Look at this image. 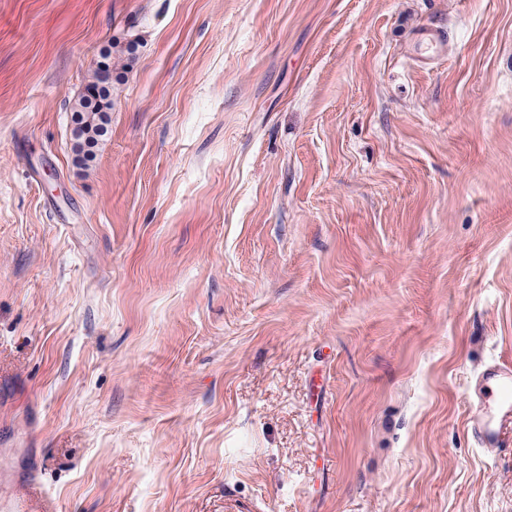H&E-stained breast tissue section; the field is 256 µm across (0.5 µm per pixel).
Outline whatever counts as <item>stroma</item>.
I'll return each mask as SVG.
<instances>
[{"label": "stroma", "instance_id": "1", "mask_svg": "<svg viewBox=\"0 0 512 512\" xmlns=\"http://www.w3.org/2000/svg\"><path fill=\"white\" fill-rule=\"evenodd\" d=\"M495 361L512 0H0V497L512 512ZM105 64L106 69L97 67L93 72L86 94L81 98L79 108L74 111L78 116L75 129L78 140L75 152L78 158L89 154L104 131L106 109L110 108L112 101V63ZM470 427L481 448L512 447V365L486 366L469 392Z\"/></svg>", "mask_w": 512, "mask_h": 512}]
</instances>
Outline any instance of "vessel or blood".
Returning <instances> with one entry per match:
<instances>
[{
	"label": "vessel or blood",
	"mask_w": 512,
	"mask_h": 512,
	"mask_svg": "<svg viewBox=\"0 0 512 512\" xmlns=\"http://www.w3.org/2000/svg\"><path fill=\"white\" fill-rule=\"evenodd\" d=\"M471 432L480 447H512V365L486 366L469 392Z\"/></svg>",
	"instance_id": "obj_1"
}]
</instances>
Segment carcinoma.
I'll return each mask as SVG.
<instances>
[{
	"label": "carcinoma",
	"mask_w": 512,
	"mask_h": 512,
	"mask_svg": "<svg viewBox=\"0 0 512 512\" xmlns=\"http://www.w3.org/2000/svg\"><path fill=\"white\" fill-rule=\"evenodd\" d=\"M112 97V67L97 68L92 80L86 87V94L76 110L78 116L75 134L77 157H83L91 151L101 137L107 120L106 109L110 108Z\"/></svg>",
	"instance_id": "obj_1"
}]
</instances>
